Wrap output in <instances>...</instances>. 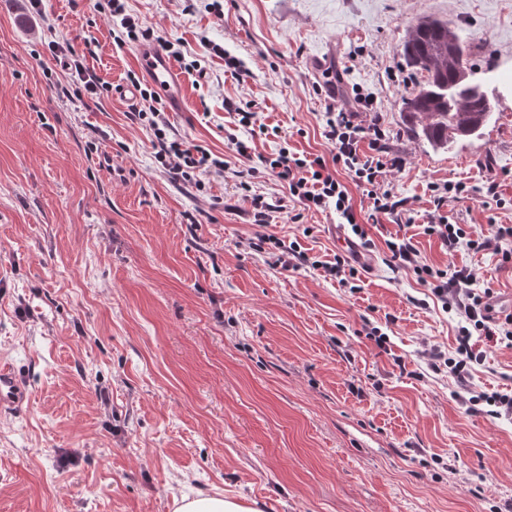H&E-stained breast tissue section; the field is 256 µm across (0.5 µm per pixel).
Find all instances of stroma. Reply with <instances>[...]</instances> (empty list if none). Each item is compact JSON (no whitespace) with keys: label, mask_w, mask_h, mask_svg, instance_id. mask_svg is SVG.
<instances>
[{"label":"stroma","mask_w":512,"mask_h":512,"mask_svg":"<svg viewBox=\"0 0 512 512\" xmlns=\"http://www.w3.org/2000/svg\"><path fill=\"white\" fill-rule=\"evenodd\" d=\"M94 0H0V362L31 395L0 414V512H175L199 493L255 512H512V417L471 412L453 378L422 352L456 346L458 320L427 285L386 263L398 224L367 220L374 273L357 289L306 264L276 267L259 247L250 196L283 184L260 159L280 148L329 156L324 93L372 97L354 116L377 125L404 164L387 180L424 235L429 186L466 185L448 215L471 237L512 226V0H127L154 37L181 41L175 69L186 142L236 168L246 185L172 183L133 104L108 93L74 103L51 43L65 36L111 87L149 88L137 43L114 41ZM447 19L469 42L467 64L495 108L481 137L448 152L415 137L401 99L419 81L401 44L419 18ZM243 60L238 77L208 43ZM254 108L271 134L238 157L243 131L225 101ZM499 183L501 206L479 189ZM333 207L271 231L333 259ZM478 288L512 294V262L464 251ZM392 316L386 349L365 326ZM470 384L512 396V348L477 339Z\"/></svg>","instance_id":"35a3bbf8"}]
</instances>
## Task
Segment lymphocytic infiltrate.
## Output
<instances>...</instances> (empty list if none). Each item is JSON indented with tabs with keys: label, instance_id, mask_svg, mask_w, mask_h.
<instances>
[{
	"label": "lymphocytic infiltrate",
	"instance_id": "obj_1",
	"mask_svg": "<svg viewBox=\"0 0 512 512\" xmlns=\"http://www.w3.org/2000/svg\"><path fill=\"white\" fill-rule=\"evenodd\" d=\"M157 100L156 94L143 92L138 118L152 132L155 159L170 178L200 190L205 186L206 177L228 173L230 166L223 157L201 146L187 144L170 127L164 112L156 105ZM372 108L371 99L359 96L354 104L340 105L335 111L326 113L324 137L331 147L329 157L302 158L282 148L263 158V167L275 174L287 190L274 198L253 195L250 200L252 218L254 224L265 230L260 237L261 243L278 250L276 262L282 268H292L297 262L307 260L312 269L323 271L325 276L341 284L357 279L358 270L349 256L338 254L330 261H311L305 253L298 251L296 244L268 232L271 224L281 220L294 224L300 222L302 210H319L331 205L350 224L353 235L365 239L367 232L356 218L351 187L362 189L369 198V220L376 222L385 217L413 224V210L407 199L397 195L385 181L388 171L401 166V159L392 153L380 127L365 129L353 121L355 111L367 112ZM454 190L451 184L432 186L430 202L433 212L423 228L424 234L436 237L451 258L463 250L491 251L500 254L503 261L511 262L512 252L502 247L503 240L512 237L511 226L489 225L486 235L474 239L467 235L462 225L445 215L444 209ZM387 249V264L392 271H413L422 283L430 286L443 309L454 312L459 319L453 355L442 354L434 348L426 350L425 355L432 366H445L463 386L473 364L480 360L472 349L473 335L484 336L496 345L512 347V314L498 320L489 316L491 291L475 289L477 277L472 270L456 266L453 261L442 268L430 265L422 257L413 237L408 235L392 238Z\"/></svg>",
	"mask_w": 512,
	"mask_h": 512
}]
</instances>
